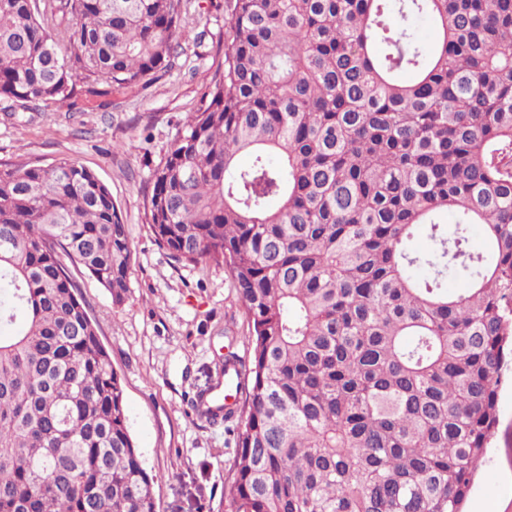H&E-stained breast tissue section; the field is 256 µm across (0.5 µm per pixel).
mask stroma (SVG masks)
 Masks as SVG:
<instances>
[{
	"label": "stroma",
	"mask_w": 512,
	"mask_h": 512,
	"mask_svg": "<svg viewBox=\"0 0 512 512\" xmlns=\"http://www.w3.org/2000/svg\"><path fill=\"white\" fill-rule=\"evenodd\" d=\"M224 2L186 0L180 45L149 82L16 118L0 112V160L77 161L108 187L126 226L133 253L126 301L113 306L95 279L82 271L77 278L121 377L156 512H225L234 425L197 418L192 403L216 381L225 355L244 360L250 350L248 319L223 264L176 262L155 242L148 217L151 174L224 61ZM466 509L512 512V385L502 391L498 432Z\"/></svg>",
	"instance_id": "35a3bbf8"
}]
</instances>
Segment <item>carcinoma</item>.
<instances>
[{"label":"carcinoma","mask_w":512,"mask_h":512,"mask_svg":"<svg viewBox=\"0 0 512 512\" xmlns=\"http://www.w3.org/2000/svg\"><path fill=\"white\" fill-rule=\"evenodd\" d=\"M225 3L150 228L178 262L224 263L252 326L249 361L225 359L246 404L206 416L236 421L227 512H463L512 371V0ZM183 9L0 0V110L146 81ZM131 260L92 172L0 161V512H156L71 271L120 306Z\"/></svg>","instance_id":"1"}]
</instances>
